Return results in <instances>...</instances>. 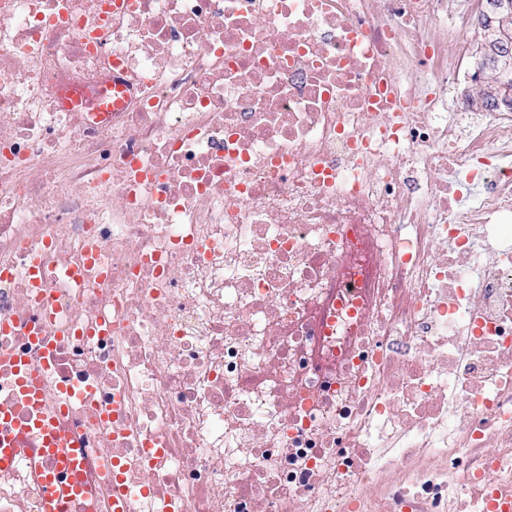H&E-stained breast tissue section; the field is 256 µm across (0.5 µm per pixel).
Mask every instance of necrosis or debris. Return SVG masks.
Instances as JSON below:
<instances>
[{"label":"necrosis or debris","mask_w":512,"mask_h":512,"mask_svg":"<svg viewBox=\"0 0 512 512\" xmlns=\"http://www.w3.org/2000/svg\"><path fill=\"white\" fill-rule=\"evenodd\" d=\"M478 2L0 0V350L49 334L58 427L127 512L512 494V112L459 98ZM82 483L69 512H112ZM0 512H46L25 462Z\"/></svg>","instance_id":"necrosis-or-debris-1"}]
</instances>
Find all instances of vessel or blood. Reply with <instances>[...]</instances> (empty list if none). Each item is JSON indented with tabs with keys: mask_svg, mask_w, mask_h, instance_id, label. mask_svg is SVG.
<instances>
[{
	"mask_svg": "<svg viewBox=\"0 0 512 512\" xmlns=\"http://www.w3.org/2000/svg\"><path fill=\"white\" fill-rule=\"evenodd\" d=\"M10 362L18 373L17 387L28 412L23 423L39 430L42 440L38 447L22 449L16 429L18 421L15 409H0V469L12 466L19 454H26L30 469L39 483L47 512H65L69 499L78 494L77 481H69L65 472H79L86 463L83 449L64 439L57 431L50 412L47 376L43 365L31 364L22 357H11Z\"/></svg>",
	"mask_w": 512,
	"mask_h": 512,
	"instance_id": "1",
	"label": "vessel or blood"
}]
</instances>
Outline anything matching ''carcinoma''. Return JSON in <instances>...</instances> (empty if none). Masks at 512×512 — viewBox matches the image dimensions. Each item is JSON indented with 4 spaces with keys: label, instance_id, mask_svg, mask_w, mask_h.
I'll return each instance as SVG.
<instances>
[{
    "label": "carcinoma",
    "instance_id": "cac0c4a2",
    "mask_svg": "<svg viewBox=\"0 0 512 512\" xmlns=\"http://www.w3.org/2000/svg\"><path fill=\"white\" fill-rule=\"evenodd\" d=\"M493 21L477 26L481 41L479 61L485 80L471 104L485 111L498 108L504 98H512V0H485Z\"/></svg>",
    "mask_w": 512,
    "mask_h": 512
}]
</instances>
